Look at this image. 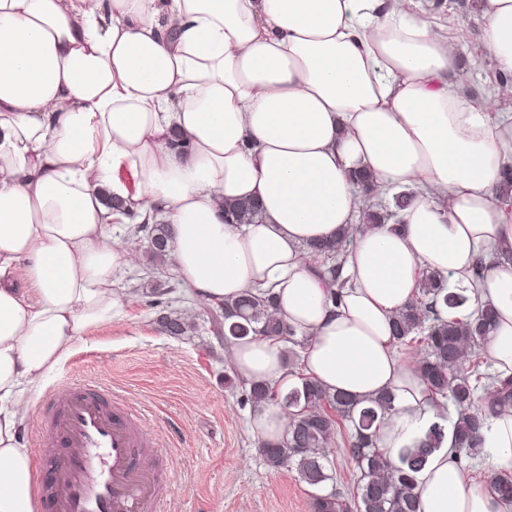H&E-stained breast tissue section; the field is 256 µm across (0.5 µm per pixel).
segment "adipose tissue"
Listing matches in <instances>:
<instances>
[{
    "instance_id": "obj_1",
    "label": "adipose tissue",
    "mask_w": 512,
    "mask_h": 512,
    "mask_svg": "<svg viewBox=\"0 0 512 512\" xmlns=\"http://www.w3.org/2000/svg\"><path fill=\"white\" fill-rule=\"evenodd\" d=\"M413 0H0V512H36L19 429L78 342L132 304L123 214L169 227L188 295L219 307L271 290L306 337L308 376L368 400L390 392L379 447L397 456L432 423L445 439L416 474L418 512H512L455 454L456 412L394 347V312L419 274L489 307L494 367L512 374V117L472 103L463 51ZM482 42L512 74V0H482ZM190 140L179 154L173 131ZM411 190L396 221L360 224L355 177ZM261 208L228 224L224 200ZM350 240L334 295L302 248ZM488 261L475 276L478 255ZM32 286L21 292L19 283ZM231 361L249 383L297 386L281 343L248 336ZM483 454L512 475V404L487 411Z\"/></svg>"
}]
</instances>
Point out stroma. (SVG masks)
<instances>
[{
  "label": "stroma",
  "mask_w": 512,
  "mask_h": 512,
  "mask_svg": "<svg viewBox=\"0 0 512 512\" xmlns=\"http://www.w3.org/2000/svg\"><path fill=\"white\" fill-rule=\"evenodd\" d=\"M429 17L464 41L456 72L468 96L493 111L512 113L511 100L487 97L498 71L481 42L479 0H442ZM128 245L137 262L118 285L134 295V303L78 343L42 393L33 396L20 429L22 444L41 458L39 413L45 398L65 385L93 381L141 412L167 448L173 474L165 512H311L316 487L296 471L270 470L258 452L261 441L249 428L253 410L243 401L248 385L232 366L229 344L213 332L210 309L184 297L169 262L155 276L156 295L137 291L151 264L148 240ZM173 310L192 323V331L183 336L162 331L159 315Z\"/></svg>",
  "instance_id": "1"
}]
</instances>
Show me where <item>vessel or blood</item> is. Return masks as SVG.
I'll use <instances>...</instances> for the list:
<instances>
[{"label": "vessel or blood", "instance_id": "b4317fda", "mask_svg": "<svg viewBox=\"0 0 512 512\" xmlns=\"http://www.w3.org/2000/svg\"><path fill=\"white\" fill-rule=\"evenodd\" d=\"M42 423L44 512H162L168 458L138 415L79 383L46 399Z\"/></svg>", "mask_w": 512, "mask_h": 512}]
</instances>
